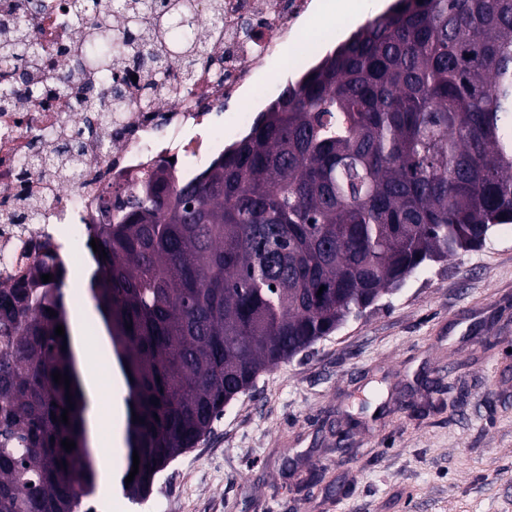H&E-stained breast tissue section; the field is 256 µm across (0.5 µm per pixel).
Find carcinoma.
Masks as SVG:
<instances>
[{
    "label": "carcinoma",
    "instance_id": "obj_1",
    "mask_svg": "<svg viewBox=\"0 0 512 512\" xmlns=\"http://www.w3.org/2000/svg\"><path fill=\"white\" fill-rule=\"evenodd\" d=\"M39 8L32 0L16 17L0 53L13 67L0 103L34 93ZM112 10L125 18L116 30L97 0L72 3L85 59L104 75L114 57L154 75L175 59L188 73L205 51L192 0ZM59 93L91 133L112 124L122 97L116 85L76 89L67 72ZM55 153L73 170L84 163L78 135ZM101 207L108 220L91 230L107 257L93 255L90 298L128 388L127 470L133 452L140 463L123 490L144 499L260 374L512 223V0H394L285 87L198 181L158 168L106 191ZM64 286L61 266L37 262L0 291V512H78L95 492Z\"/></svg>",
    "mask_w": 512,
    "mask_h": 512
}]
</instances>
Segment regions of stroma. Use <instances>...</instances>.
<instances>
[{
	"mask_svg": "<svg viewBox=\"0 0 512 512\" xmlns=\"http://www.w3.org/2000/svg\"><path fill=\"white\" fill-rule=\"evenodd\" d=\"M389 4L320 0L315 52L289 44L271 73L296 81ZM121 477L93 512H512V224L262 373L145 500Z\"/></svg>",
	"mask_w": 512,
	"mask_h": 512,
	"instance_id": "1",
	"label": "stroma"
}]
</instances>
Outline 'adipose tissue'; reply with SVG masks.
I'll use <instances>...</instances> for the list:
<instances>
[{
	"label": "adipose tissue",
	"instance_id": "adipose-tissue-1",
	"mask_svg": "<svg viewBox=\"0 0 512 512\" xmlns=\"http://www.w3.org/2000/svg\"><path fill=\"white\" fill-rule=\"evenodd\" d=\"M71 344L82 368V383L89 398H96L101 391H108L110 406L105 412H91L87 418L88 435L97 439L108 434L110 457L104 458V466L124 457L123 422L126 414L124 397L126 390L112 357V344L107 334H99L94 348H87L81 331H74Z\"/></svg>",
	"mask_w": 512,
	"mask_h": 512
}]
</instances>
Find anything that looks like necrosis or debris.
<instances>
[{
    "label": "necrosis or debris",
    "mask_w": 512,
    "mask_h": 512,
    "mask_svg": "<svg viewBox=\"0 0 512 512\" xmlns=\"http://www.w3.org/2000/svg\"><path fill=\"white\" fill-rule=\"evenodd\" d=\"M41 2L33 37L59 66V50L80 49L84 33L66 19L65 0ZM220 2L222 20L214 24L210 0H198V30L210 60L191 79L174 71L149 93L146 74L135 77L129 65L112 66L110 76L123 88V118L86 139L79 178L64 171L49 176L27 164L38 151V137L59 139L80 126L70 107L45 95L55 73L44 74L42 95L16 100L0 113V287L17 284L47 245L64 269H71L75 256L90 254V226L100 217L107 187L126 185L165 164L181 182L194 181L271 105L270 96H252L251 88L269 61L306 28L314 0ZM248 19L265 21L261 43L243 37L241 26ZM226 113L231 116L227 123L222 120Z\"/></svg>",
    "instance_id": "necrosis-or-debris-1"
}]
</instances>
